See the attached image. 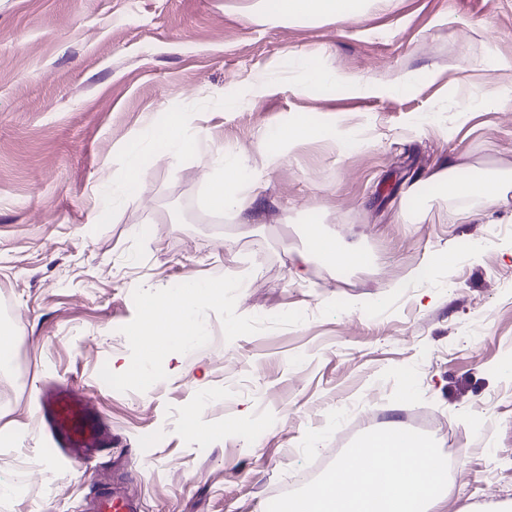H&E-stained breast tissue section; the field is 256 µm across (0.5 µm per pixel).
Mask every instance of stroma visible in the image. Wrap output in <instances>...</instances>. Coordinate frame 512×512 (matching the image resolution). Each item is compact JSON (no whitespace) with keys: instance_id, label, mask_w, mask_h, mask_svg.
I'll list each match as a JSON object with an SVG mask.
<instances>
[{"instance_id":"stroma-1","label":"stroma","mask_w":512,"mask_h":512,"mask_svg":"<svg viewBox=\"0 0 512 512\" xmlns=\"http://www.w3.org/2000/svg\"><path fill=\"white\" fill-rule=\"evenodd\" d=\"M252 3L0 0V329L22 335L0 366V485L25 488L0 512H85L104 484L143 512H266L315 460L391 425L468 451L433 512H512V206L452 224L428 181L452 159L512 172V112L487 106L512 90V0H378L282 24L251 20ZM300 57L367 87H303ZM184 112L196 149L147 150L140 190L112 201L129 136ZM295 124L314 136L270 163L264 140ZM226 155L259 180L247 229L206 204V167ZM311 225L372 268L316 258L295 276ZM217 276L200 339L118 372L146 360V293ZM59 383L118 449L70 467L38 415Z\"/></svg>"}]
</instances>
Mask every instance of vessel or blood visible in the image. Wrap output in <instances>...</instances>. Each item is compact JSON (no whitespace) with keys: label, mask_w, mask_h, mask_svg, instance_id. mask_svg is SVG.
Instances as JSON below:
<instances>
[{"label":"vessel or blood","mask_w":512,"mask_h":512,"mask_svg":"<svg viewBox=\"0 0 512 512\" xmlns=\"http://www.w3.org/2000/svg\"><path fill=\"white\" fill-rule=\"evenodd\" d=\"M43 417L51 433L73 463H81L111 446L113 437L89 403L66 386L52 388L44 399ZM89 512H141L139 503L108 487L99 488L89 502Z\"/></svg>","instance_id":"1"}]
</instances>
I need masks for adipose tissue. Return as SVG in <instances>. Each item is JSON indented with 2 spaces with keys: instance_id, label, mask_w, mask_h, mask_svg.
Instances as JSON below:
<instances>
[{
  "instance_id": "obj_1",
  "label": "adipose tissue",
  "mask_w": 512,
  "mask_h": 512,
  "mask_svg": "<svg viewBox=\"0 0 512 512\" xmlns=\"http://www.w3.org/2000/svg\"><path fill=\"white\" fill-rule=\"evenodd\" d=\"M366 0H256L258 16L275 21H298L307 18H329L343 22L357 18ZM200 131L190 117L178 118L171 125L155 129L154 141L160 152L169 157L179 156L195 149ZM240 162L229 158L212 167L208 179L207 204L212 210H230L237 214L241 224L252 222L257 196L245 191L239 175ZM433 181L440 194L459 201L458 209L448 216L449 223L461 224L474 216L471 203L487 208L506 205L512 191V175L496 172L482 176H468L459 172L457 164L446 163L433 173ZM309 253L297 254L295 264L304 267L310 255H318L336 267L366 265V255L357 249L341 246L335 238L310 231ZM224 285L220 282H197L189 290L173 298L148 294L145 317L136 331L146 355H173L187 346L198 333L195 313L201 304L223 299Z\"/></svg>"
}]
</instances>
